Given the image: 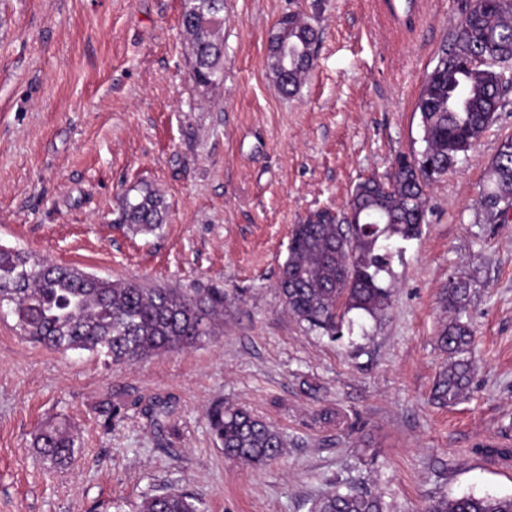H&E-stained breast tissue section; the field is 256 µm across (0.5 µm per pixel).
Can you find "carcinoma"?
I'll list each match as a JSON object with an SVG mask.
<instances>
[{
	"label": "carcinoma",
	"mask_w": 512,
	"mask_h": 512,
	"mask_svg": "<svg viewBox=\"0 0 512 512\" xmlns=\"http://www.w3.org/2000/svg\"><path fill=\"white\" fill-rule=\"evenodd\" d=\"M216 0H185L182 26L188 37L192 77L201 86L223 78L220 32L203 26ZM315 28L297 14L278 20L269 39L267 63L280 89L297 94L311 69ZM512 67V0H466L449 44L419 93L424 148L408 161L401 154L383 178L358 182L341 212L311 213L293 226L278 288L288 314L336 338L346 314L377 319L390 307L395 243L417 239L425 221V199L433 185L429 170L441 179L495 122L506 105L507 87L500 68ZM487 190L480 205L487 218L512 202V136L501 141L486 171ZM167 206L146 186L125 196L120 223L136 233L162 227ZM17 318L21 334L33 343L61 352L86 350L113 364H133L153 355L191 349L215 334L224 312V289L193 293L180 288H144L98 277L77 267L33 258L0 245V296ZM469 288L450 279L441 302L455 312L438 342L448 362L435 383L434 400L455 403L469 388L473 331L462 321ZM213 438L228 459L261 466L282 455L281 432L242 407L213 404L207 410ZM41 454L65 460L75 446L65 421L45 424L36 437ZM140 512H201L199 500L176 488L146 498ZM310 512H385L381 498L366 486L341 483L315 499ZM424 512H512V497L464 494L434 498Z\"/></svg>",
	"instance_id": "1"
}]
</instances>
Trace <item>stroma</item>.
Masks as SVG:
<instances>
[{"instance_id":"1","label":"stroma","mask_w":512,"mask_h":512,"mask_svg":"<svg viewBox=\"0 0 512 512\" xmlns=\"http://www.w3.org/2000/svg\"><path fill=\"white\" fill-rule=\"evenodd\" d=\"M465 2L420 0L406 30L377 24L373 0H224V79L205 89L188 74L183 0H0V245L226 295L218 335L133 365L26 341L0 316V512H138L168 487L203 512H309L343 482L387 512L512 496V207L490 222L479 204L512 135V69L496 122L429 189L381 319L333 341L289 316L277 288L293 225L422 149L416 101ZM290 12L319 31L293 96L266 63ZM145 186L168 219L135 236L115 220L121 196ZM452 278L470 287L477 370L440 407L430 393ZM107 400L120 408L109 425ZM218 401L276 427L283 454L261 467L226 459L206 419ZM60 419L77 440L57 465L35 439Z\"/></svg>"}]
</instances>
